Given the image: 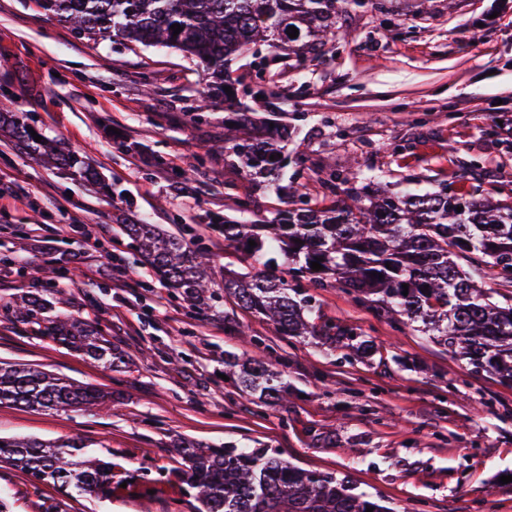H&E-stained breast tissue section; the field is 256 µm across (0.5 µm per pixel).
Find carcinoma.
Returning a JSON list of instances; mask_svg holds the SVG:
<instances>
[{
    "mask_svg": "<svg viewBox=\"0 0 512 512\" xmlns=\"http://www.w3.org/2000/svg\"><path fill=\"white\" fill-rule=\"evenodd\" d=\"M79 34L115 36L144 46L163 45L196 60L206 72L199 109L218 107L230 80L228 62L252 46L274 51L299 47L317 51L336 38L340 0H36ZM183 27L173 35L171 25ZM298 29V37L286 33ZM233 142L235 163L252 180L261 179L280 195L296 191L286 183V157L279 143L291 132L250 120L224 125ZM37 152L59 169L91 175L76 154L46 141L36 142L30 125L0 107V132ZM275 159H270L271 155ZM349 202L279 210L257 224L224 220V242L249 250L251 270L224 276V291L246 310L272 322L284 334L310 337L342 350V358L369 359L371 337L312 318V298L283 277L265 274L279 248L288 273L322 286L333 280L392 323L414 325L468 363L512 382V295L484 288L474 265L484 267L499 286L512 277L498 267L512 264V205L492 195L448 193L394 195L367 182L348 193ZM461 211H456V208ZM143 260L194 306L209 305L215 272L207 250L154 224H124ZM256 246H249V241ZM320 261L316 271L311 263ZM377 276H372V273ZM408 288H402V285ZM408 295H403V291ZM45 333L109 368L126 363L125 354L93 330L76 322L47 320ZM238 387L266 404L281 402L285 382L272 364L227 354ZM108 396L19 364H0V401L26 408H79L103 405ZM77 439L45 443L0 437V461L50 481L64 490L99 499L112 498V461L84 455ZM174 450L184 462L181 478L195 490L198 512H391L376 499L353 492L349 482L310 471L268 453L265 448L215 447L180 438Z\"/></svg>",
    "mask_w": 512,
    "mask_h": 512,
    "instance_id": "obj_1",
    "label": "carcinoma"
}]
</instances>
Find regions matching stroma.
<instances>
[{
  "label": "stroma",
  "mask_w": 512,
  "mask_h": 512,
  "mask_svg": "<svg viewBox=\"0 0 512 512\" xmlns=\"http://www.w3.org/2000/svg\"><path fill=\"white\" fill-rule=\"evenodd\" d=\"M346 34L324 54L237 57L236 99L195 106L205 75L173 49L90 39L35 0H0V101L81 156L106 182L46 167L0 136V177L27 191L0 201V362L26 364L108 393L104 411L0 404V436L81 439L112 457L111 499L68 495L0 463L10 512H194L173 445L265 448L295 465L347 478L402 512H512V385L474 369L407 327L377 319L340 285L297 282L320 313L371 336L367 361H343L311 339L283 335L214 289L210 309L183 301L134 249L120 221L191 229L217 270L244 272L224 242L225 218L253 221L320 202L346 177L390 192L496 185L512 201V0H347ZM277 97L257 99L258 80ZM244 113L288 124L283 147L302 195L278 199L227 162L224 122ZM132 269L104 275L110 257ZM98 329L127 355L109 370L59 345L19 313ZM276 364L288 385L272 408L223 380L225 353Z\"/></svg>",
  "instance_id": "1"
}]
</instances>
